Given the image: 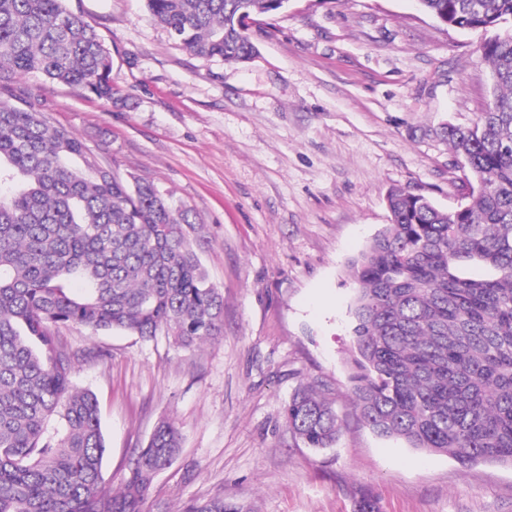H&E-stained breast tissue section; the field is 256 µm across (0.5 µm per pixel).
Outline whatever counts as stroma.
Returning a JSON list of instances; mask_svg holds the SVG:
<instances>
[{"label":"stroma","instance_id":"35a3bbf8","mask_svg":"<svg viewBox=\"0 0 512 512\" xmlns=\"http://www.w3.org/2000/svg\"><path fill=\"white\" fill-rule=\"evenodd\" d=\"M112 57L115 102L43 78L17 105L79 137L121 178L192 210L193 247L224 296V335L192 350L165 337L63 327L73 382L97 398L117 489L157 423L182 434L147 512L217 494L246 512H512V466L461 467L375 436L351 400V261L390 222L402 188L453 210L472 192L444 126H470L490 97L486 34L446 26L417 0H291L247 33V63L196 56L143 0H65ZM106 350L89 359L88 349ZM325 384L343 422L333 447L288 431L301 384Z\"/></svg>","mask_w":512,"mask_h":512}]
</instances>
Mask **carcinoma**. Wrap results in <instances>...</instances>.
Returning a JSON list of instances; mask_svg holds the SVG:
<instances>
[{"mask_svg": "<svg viewBox=\"0 0 512 512\" xmlns=\"http://www.w3.org/2000/svg\"><path fill=\"white\" fill-rule=\"evenodd\" d=\"M484 41L492 107L446 129L476 185L456 210L395 189L391 224L351 262V388L377 436L463 466L512 465V0H418ZM289 0H145L186 50L243 63L246 21ZM112 59L64 0H0V512H144L156 475L180 452L161 421L119 490L102 486L106 452L93 394L73 384L76 355L55 334L164 336L189 349L219 336L224 298L194 250L190 211L152 183H128L44 113L13 103L27 75L112 100ZM60 429L51 433L52 417ZM288 430L328 448L341 422L319 385L283 408ZM185 512H243L218 494Z\"/></svg>", "mask_w": 512, "mask_h": 512, "instance_id": "1", "label": "carcinoma"}]
</instances>
